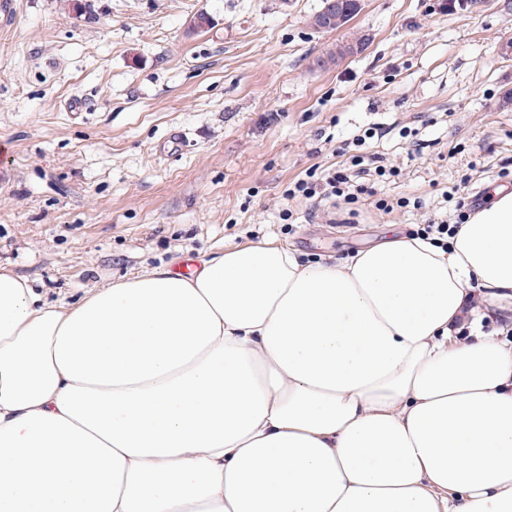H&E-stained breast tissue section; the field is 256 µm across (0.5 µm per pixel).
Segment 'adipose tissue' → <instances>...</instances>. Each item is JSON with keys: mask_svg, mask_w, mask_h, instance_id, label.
Masks as SVG:
<instances>
[{"mask_svg": "<svg viewBox=\"0 0 512 512\" xmlns=\"http://www.w3.org/2000/svg\"><path fill=\"white\" fill-rule=\"evenodd\" d=\"M512 192L48 300L0 268V512H512ZM468 334H461V327Z\"/></svg>", "mask_w": 512, "mask_h": 512, "instance_id": "obj_1", "label": "adipose tissue"}]
</instances>
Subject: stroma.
<instances>
[{
	"instance_id": "stroma-1",
	"label": "stroma",
	"mask_w": 512,
	"mask_h": 512,
	"mask_svg": "<svg viewBox=\"0 0 512 512\" xmlns=\"http://www.w3.org/2000/svg\"><path fill=\"white\" fill-rule=\"evenodd\" d=\"M322 2L0 0V267L72 302L264 238L342 260L446 218L449 193L476 209L512 190L507 0H362L332 32L308 24ZM200 12L210 30H190ZM359 38L362 52L318 66ZM372 126L388 133L365 151L401 175L357 216L284 200ZM402 196L423 208L376 206Z\"/></svg>"
}]
</instances>
